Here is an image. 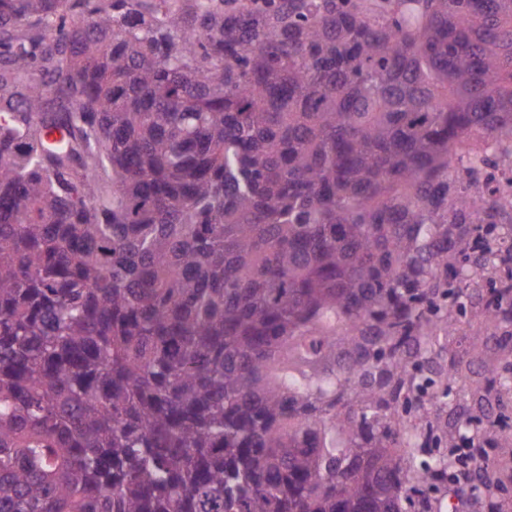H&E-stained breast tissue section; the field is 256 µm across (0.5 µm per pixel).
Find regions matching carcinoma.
I'll use <instances>...</instances> for the list:
<instances>
[{"mask_svg": "<svg viewBox=\"0 0 512 512\" xmlns=\"http://www.w3.org/2000/svg\"><path fill=\"white\" fill-rule=\"evenodd\" d=\"M467 140L512 0H0V512H402L509 437L429 401L512 320Z\"/></svg>", "mask_w": 512, "mask_h": 512, "instance_id": "1", "label": "carcinoma"}]
</instances>
